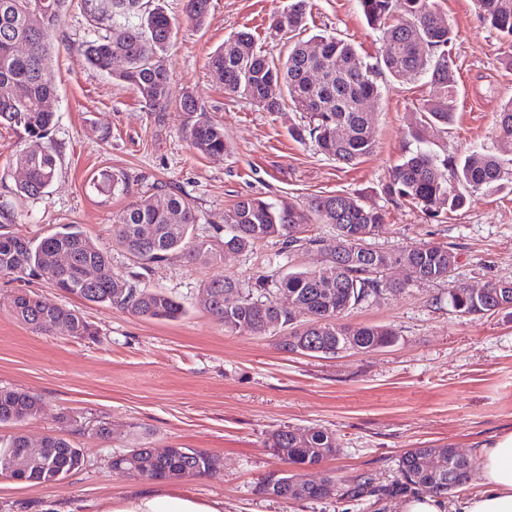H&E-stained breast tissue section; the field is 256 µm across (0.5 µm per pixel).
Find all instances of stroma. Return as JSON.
Segmentation results:
<instances>
[{"label":"stroma","instance_id":"obj_1","mask_svg":"<svg viewBox=\"0 0 512 512\" xmlns=\"http://www.w3.org/2000/svg\"><path fill=\"white\" fill-rule=\"evenodd\" d=\"M152 2L176 24L167 51L171 95L157 111L133 86L86 63L83 44L93 31L79 5L69 7L53 35L58 175L38 201L0 187V203L14 213L11 231L33 238L77 225L109 250L111 270L122 276L138 265L114 241L112 224L137 196L189 194L200 214L195 233L209 238L223 226L225 210L245 195L302 205L316 195L346 193L384 214L367 247L443 243L458 255L456 283L478 288L512 280V174L501 189L437 218L394 203L386 193L392 169L417 146L410 132L432 91L426 78H382L373 107L375 149L358 164L344 165L313 142L292 139L288 128L305 123L304 113L289 105L272 114L229 95L206 65L208 55L241 29L268 56L286 59L289 42L272 32L271 23L289 0H212L210 19L199 29L187 22L184 0ZM436 3L458 33V87L454 123L430 136L427 147L459 156L471 144L490 143L494 116L512 99V48L480 20L474 0ZM307 27L309 34L350 42L365 63L380 53L378 34L358 0H310ZM187 92L223 125L227 153L204 156L186 141L187 115L179 101ZM108 173L127 174L129 187L102 188ZM321 253H284L269 241L210 262L151 264L143 286L165 291L185 308L168 322L80 300L38 280L27 283L47 302L78 310L97 331L86 340L57 330L37 333L17 320L6 299L19 284L0 275V387L29 391L42 403L40 414L17 431L32 440L60 434L57 417L65 408L110 430L105 439L70 435L84 463L60 483L0 476V512H105L114 500L153 488L152 480L110 466L112 455L126 452L134 431L155 448H197L220 457L216 471L178 485L223 501L224 512H402L401 491L361 497L341 491L322 501L260 494V481L283 468L266 445L270 433L318 426L336 434L338 454L318 469L297 470L298 479L331 472L350 484L367 477L390 484L408 449L446 445L470 456L481 443L512 432V312H455L445 283L416 282L351 310L345 323L387 326L396 341L376 352L333 358L283 352L275 334L225 331L199 301L214 276L245 281L259 270L281 275L317 266Z\"/></svg>","mask_w":512,"mask_h":512}]
</instances>
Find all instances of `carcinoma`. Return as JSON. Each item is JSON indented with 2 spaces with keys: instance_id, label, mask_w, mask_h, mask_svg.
Wrapping results in <instances>:
<instances>
[{
  "instance_id": "obj_1",
  "label": "carcinoma",
  "mask_w": 512,
  "mask_h": 512,
  "mask_svg": "<svg viewBox=\"0 0 512 512\" xmlns=\"http://www.w3.org/2000/svg\"><path fill=\"white\" fill-rule=\"evenodd\" d=\"M69 0H0V125L13 129L36 147H24L15 157V180L11 193L33 201L47 193L58 174L55 148L42 145L51 139L54 112L45 102L56 95L51 74L55 53L52 34L63 22ZM362 12L379 32L381 50L374 64L360 61L354 46L334 35H316L320 54H307L308 42L298 38L288 57L277 62L254 45L251 33L241 31L224 41L208 57V66L230 95L241 97L271 113L284 111L286 103L307 115V123L292 128L298 141L310 139L325 155L339 163L354 165L373 152L372 114L359 110L364 100L380 96L378 78L383 73L395 79L428 77L437 89L422 106L414 139L423 143L429 131L442 132L455 120L452 105L457 92L452 50L458 37L437 9L435 0H359ZM484 24L512 43V0H475ZM81 8L94 37L84 43L83 55L92 68L132 85L151 109H162L170 97V68L166 50L173 34L172 19L160 8L144 10L142 0H81ZM211 0H186L185 16L195 27L205 25ZM308 0H289L275 15L276 34L298 37L306 31ZM27 46L21 54L18 43ZM124 61L117 70L114 62ZM25 90L17 97L13 89ZM180 110L191 121L185 134L202 155L227 150L224 127L199 107L191 93L180 99ZM493 147L472 146L460 157H440L418 148L395 166L386 190L395 201H405L432 218L463 208L480 192L501 186L507 154H512V99L496 114ZM141 195L114 219L113 237L138 263L146 265L173 258L187 261L214 260L211 240L192 235L199 214L191 197L182 192ZM316 220L336 229L339 256L326 254L320 265L288 272L275 279L256 278L254 288L228 275L203 285L202 303L227 332L264 336L280 327L285 336L279 347L286 353L304 355L323 351L369 353L395 342L393 331L381 325L353 327L343 318L357 305L390 293H400L417 281L448 283V304L457 312L484 316L512 309V281L486 284L485 292L450 283L457 254L443 244L424 243L415 248L380 251L364 245L366 238L382 226L381 210L351 195H320L306 204L287 200L272 203L244 196L224 211V250L243 253L256 244L275 240L284 253L310 250L318 240L301 236L304 225ZM149 225L153 237L143 239L140 228ZM70 256L69 265L59 256ZM408 265L407 279L392 282L383 273L391 266ZM108 250L94 242L74 224H62L42 237L28 238L0 233V274L18 282L41 279L51 287L79 299L115 306L145 319L174 321L185 313L183 304L162 290L139 285L138 275L124 278L107 274L96 284L83 281L88 266L109 268ZM267 294L261 301L254 292ZM238 295L236 306L224 305V295ZM9 308L21 322L40 333L57 327L71 337L94 335L91 324L74 309L50 304L36 294L20 289L11 295ZM304 322H298V317ZM40 411L39 399L18 389L0 388V426H18ZM269 448L283 463L320 464L338 452L335 433L312 426L283 427L269 437ZM83 463L81 449L57 435L45 436L38 445L15 433L0 436V475L34 484H56ZM221 460L195 448L159 450L139 442L130 451L112 456V469L137 475L151 470L149 479L199 478L213 472ZM473 459L454 448H412L399 460L400 480L416 489L446 496L463 485L462 476L474 468ZM336 476L327 474L306 499L319 501L335 495ZM298 481L283 470L276 484L262 480L258 492L281 499L297 498ZM353 496L388 494L371 479L347 490Z\"/></svg>"
}]
</instances>
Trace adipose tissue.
Segmentation results:
<instances>
[{
  "label": "adipose tissue",
  "mask_w": 512,
  "mask_h": 512,
  "mask_svg": "<svg viewBox=\"0 0 512 512\" xmlns=\"http://www.w3.org/2000/svg\"><path fill=\"white\" fill-rule=\"evenodd\" d=\"M475 457L482 479L477 493L460 497L450 508L442 498L419 491L408 497L402 512H512V433L482 444ZM107 512H224V504L160 484L113 502Z\"/></svg>",
  "instance_id": "adipose-tissue-1"
}]
</instances>
